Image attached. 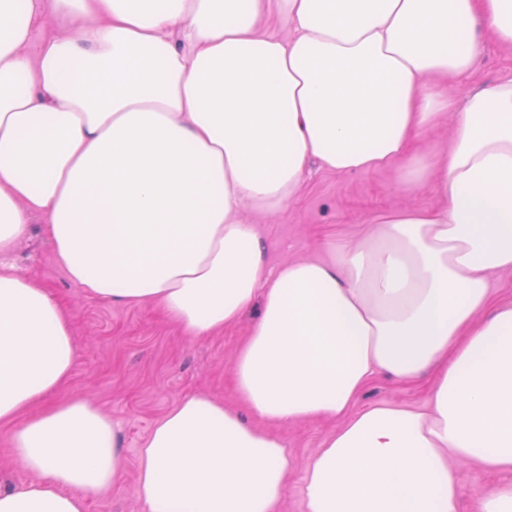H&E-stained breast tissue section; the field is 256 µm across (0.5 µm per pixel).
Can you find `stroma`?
Here are the masks:
<instances>
[{"mask_svg": "<svg viewBox=\"0 0 512 512\" xmlns=\"http://www.w3.org/2000/svg\"><path fill=\"white\" fill-rule=\"evenodd\" d=\"M508 80H512V49L489 42L476 70L463 82L475 87ZM434 203L427 186H403L399 170L339 174L313 162L305 185L285 207L269 213L248 211L244 217L260 226L268 246L267 258L270 264L278 265L323 256L329 241L358 243L380 215ZM13 260L67 307L77 354L65 396L89 397L122 428L126 480L107 494L90 497L86 512H142L133 484L137 456L153 423L174 403L193 394L234 403L231 366L257 310H249L218 334L190 340L160 310L116 305L87 296L56 263L41 224H31ZM428 386L425 379L405 384L381 375L364 389L359 404L423 408ZM337 427V422L328 420L275 427V434L286 441L296 458L279 512H305L304 464Z\"/></svg>", "mask_w": 512, "mask_h": 512, "instance_id": "35a3bbf8", "label": "stroma"}]
</instances>
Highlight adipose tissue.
Instances as JSON below:
<instances>
[{"label": "adipose tissue", "mask_w": 512, "mask_h": 512, "mask_svg": "<svg viewBox=\"0 0 512 512\" xmlns=\"http://www.w3.org/2000/svg\"><path fill=\"white\" fill-rule=\"evenodd\" d=\"M50 12L75 32L29 56ZM272 13L292 37L261 32ZM487 39L512 47V0H0V439L30 475L0 512H85L126 473L118 425L59 397L66 309L11 261L35 217L92 298L190 338L259 310L237 407L187 396L145 439V512H278L296 459L266 426L315 418L340 425L304 465L305 512H460L459 465L512 474V303L488 281L512 269V81L448 94ZM449 112L447 150L421 151ZM312 158L436 171L437 204L271 266L238 210L284 207ZM381 373L431 374L427 408H358Z\"/></svg>", "instance_id": "1"}]
</instances>
